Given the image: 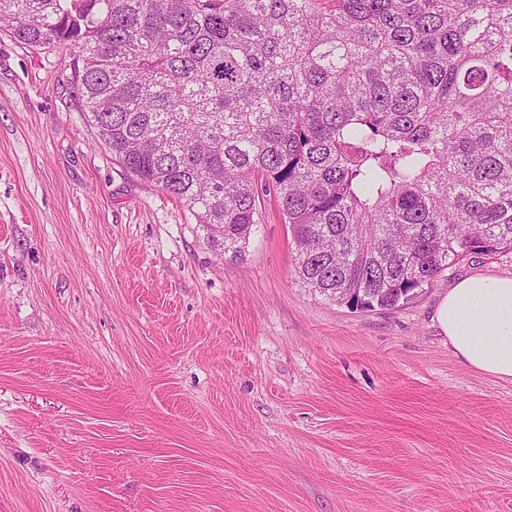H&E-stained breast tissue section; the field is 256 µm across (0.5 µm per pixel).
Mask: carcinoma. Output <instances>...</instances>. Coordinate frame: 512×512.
I'll return each instance as SVG.
<instances>
[{
    "label": "carcinoma",
    "instance_id": "1",
    "mask_svg": "<svg viewBox=\"0 0 512 512\" xmlns=\"http://www.w3.org/2000/svg\"><path fill=\"white\" fill-rule=\"evenodd\" d=\"M125 169L246 258L275 191L308 291L373 310L512 250V0H0Z\"/></svg>",
    "mask_w": 512,
    "mask_h": 512
}]
</instances>
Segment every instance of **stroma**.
Returning <instances> with one entry per match:
<instances>
[{
  "label": "stroma",
  "mask_w": 512,
  "mask_h": 512,
  "mask_svg": "<svg viewBox=\"0 0 512 512\" xmlns=\"http://www.w3.org/2000/svg\"><path fill=\"white\" fill-rule=\"evenodd\" d=\"M0 32V512H512V380L434 313L296 284L271 194L244 261L127 173L61 77Z\"/></svg>",
  "instance_id": "obj_1"
}]
</instances>
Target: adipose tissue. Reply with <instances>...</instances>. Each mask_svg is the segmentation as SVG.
<instances>
[{"label": "adipose tissue", "mask_w": 512, "mask_h": 512, "mask_svg": "<svg viewBox=\"0 0 512 512\" xmlns=\"http://www.w3.org/2000/svg\"><path fill=\"white\" fill-rule=\"evenodd\" d=\"M435 320L464 363L512 379V276L460 279L441 298Z\"/></svg>", "instance_id": "obj_1"}]
</instances>
